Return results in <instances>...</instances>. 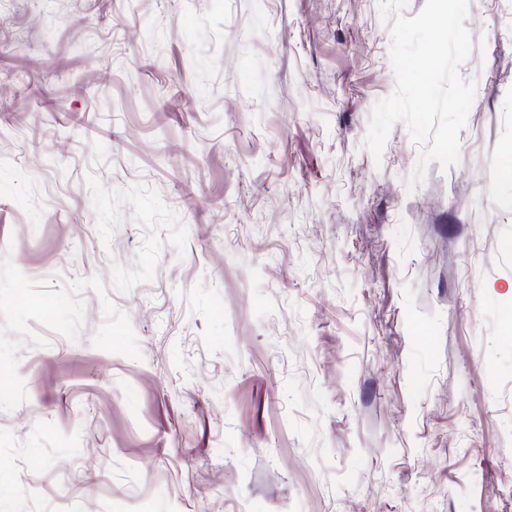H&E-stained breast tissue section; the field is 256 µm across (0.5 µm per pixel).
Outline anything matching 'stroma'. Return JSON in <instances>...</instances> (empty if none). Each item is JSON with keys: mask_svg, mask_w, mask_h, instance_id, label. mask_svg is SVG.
<instances>
[{"mask_svg": "<svg viewBox=\"0 0 512 512\" xmlns=\"http://www.w3.org/2000/svg\"><path fill=\"white\" fill-rule=\"evenodd\" d=\"M460 159L378 0H0V512H512V0Z\"/></svg>", "mask_w": 512, "mask_h": 512, "instance_id": "35a3bbf8", "label": "stroma"}]
</instances>
